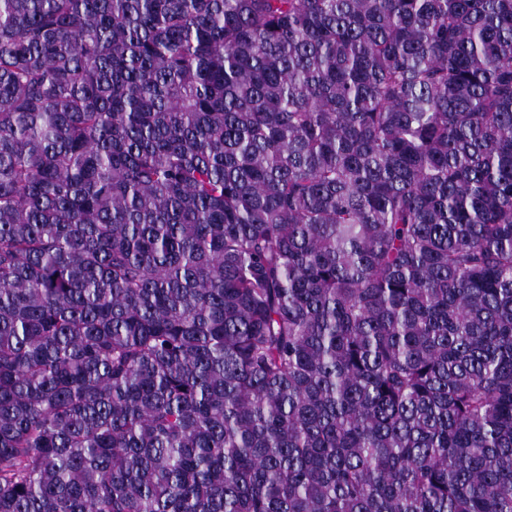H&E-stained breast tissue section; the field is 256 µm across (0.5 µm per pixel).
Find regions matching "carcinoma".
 <instances>
[{"mask_svg":"<svg viewBox=\"0 0 512 512\" xmlns=\"http://www.w3.org/2000/svg\"><path fill=\"white\" fill-rule=\"evenodd\" d=\"M0 512H512V0H0Z\"/></svg>","mask_w":512,"mask_h":512,"instance_id":"carcinoma-1","label":"carcinoma"}]
</instances>
